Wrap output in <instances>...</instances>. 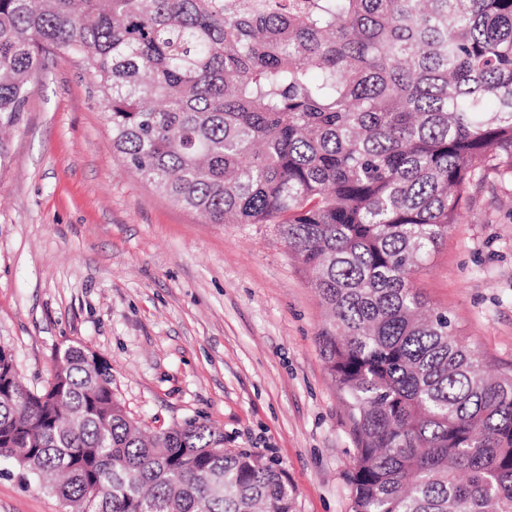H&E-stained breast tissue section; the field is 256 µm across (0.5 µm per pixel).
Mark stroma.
Listing matches in <instances>:
<instances>
[{
	"label": "stroma",
	"instance_id": "stroma-1",
	"mask_svg": "<svg viewBox=\"0 0 512 512\" xmlns=\"http://www.w3.org/2000/svg\"><path fill=\"white\" fill-rule=\"evenodd\" d=\"M104 112L74 59L45 55L0 168V346L32 389L58 347L91 348L144 429L207 423L278 463L296 512H349L355 445L308 273L274 225L208 223L122 169ZM415 284L512 373V184L472 188ZM0 512L63 506L2 460Z\"/></svg>",
	"mask_w": 512,
	"mask_h": 512
}]
</instances>
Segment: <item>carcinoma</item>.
<instances>
[{"instance_id": "1", "label": "carcinoma", "mask_w": 512, "mask_h": 512, "mask_svg": "<svg viewBox=\"0 0 512 512\" xmlns=\"http://www.w3.org/2000/svg\"><path fill=\"white\" fill-rule=\"evenodd\" d=\"M112 151L212 224H274L328 312L350 512H512V376L413 283L493 176L512 182V0H0V133L46 45ZM82 345L30 389L0 346V458L69 512H296L271 460L188 420L145 434Z\"/></svg>"}]
</instances>
